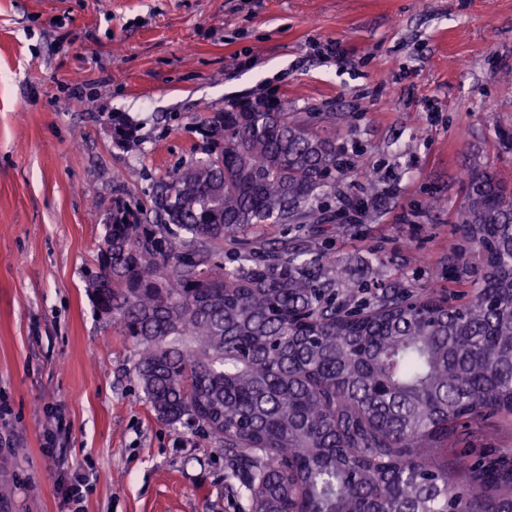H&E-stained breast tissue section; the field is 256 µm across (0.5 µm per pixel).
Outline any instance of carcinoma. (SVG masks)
Here are the masks:
<instances>
[{"mask_svg": "<svg viewBox=\"0 0 512 512\" xmlns=\"http://www.w3.org/2000/svg\"><path fill=\"white\" fill-rule=\"evenodd\" d=\"M193 131L198 157L150 205L114 185L88 271L157 419L224 450L250 512H512V469L448 454L459 427L512 420V186L470 165L454 224L481 257L473 301L389 288L353 316L306 250L224 263L258 224L323 223L336 134L265 98Z\"/></svg>", "mask_w": 512, "mask_h": 512, "instance_id": "obj_1", "label": "carcinoma"}]
</instances>
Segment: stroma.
I'll return each instance as SVG.
<instances>
[{"label": "stroma", "instance_id": "stroma-1", "mask_svg": "<svg viewBox=\"0 0 512 512\" xmlns=\"http://www.w3.org/2000/svg\"><path fill=\"white\" fill-rule=\"evenodd\" d=\"M332 41L343 58L319 56ZM271 94L321 132L336 114L350 168L317 203L331 223L259 225L252 250L335 262L351 306L389 285L474 299L453 215L473 160L512 183V0H0V512H67L74 477L84 512H248L223 450L156 418L86 273L113 184L149 202L199 117ZM453 453L511 468L512 424L458 429Z\"/></svg>", "mask_w": 512, "mask_h": 512}]
</instances>
